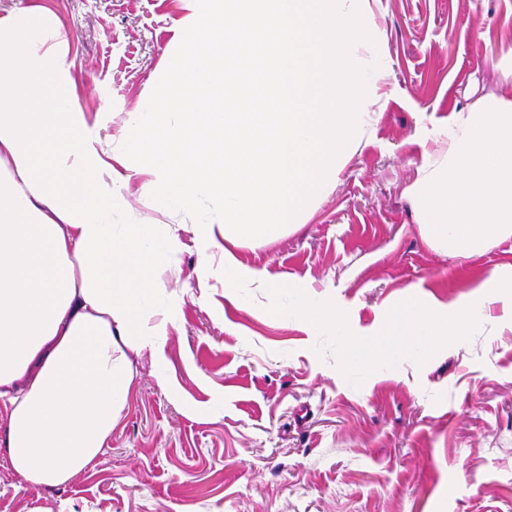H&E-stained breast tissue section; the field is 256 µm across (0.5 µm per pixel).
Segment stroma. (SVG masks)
<instances>
[{"label": "stroma", "mask_w": 512, "mask_h": 512, "mask_svg": "<svg viewBox=\"0 0 512 512\" xmlns=\"http://www.w3.org/2000/svg\"><path fill=\"white\" fill-rule=\"evenodd\" d=\"M36 7L79 109L119 151L186 27L182 0H0L10 26ZM383 64L373 120L339 179L277 239L233 247L244 266L332 301L360 332L406 294L482 304L474 334L424 363L402 360L353 387L322 335L266 316L269 297L224 285V240L154 202L126 162L118 221L181 225L161 271L183 318L170 381L134 358V395L93 469L27 484L0 452V512H512V239L474 256L429 246L411 186L437 159L451 113L512 91V0H369ZM213 270L199 279L201 255Z\"/></svg>", "instance_id": "1"}]
</instances>
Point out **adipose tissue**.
<instances>
[{
  "mask_svg": "<svg viewBox=\"0 0 512 512\" xmlns=\"http://www.w3.org/2000/svg\"><path fill=\"white\" fill-rule=\"evenodd\" d=\"M40 11L0 32V448L35 487L93 468L128 408L132 359L169 381L166 332L181 309L159 273L181 241L122 224L127 177L97 148Z\"/></svg>",
  "mask_w": 512,
  "mask_h": 512,
  "instance_id": "obj_1",
  "label": "adipose tissue"
}]
</instances>
